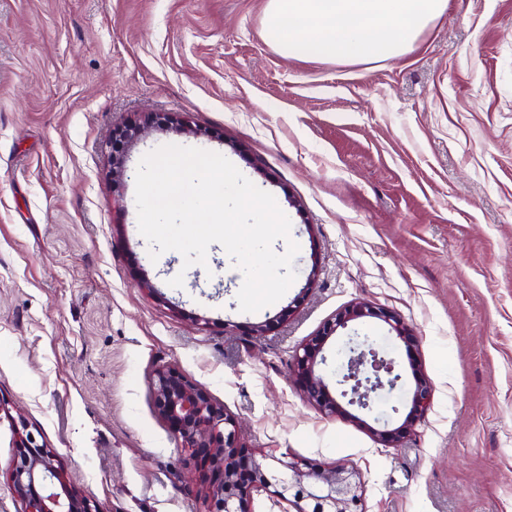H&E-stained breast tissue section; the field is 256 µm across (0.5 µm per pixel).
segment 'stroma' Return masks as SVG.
I'll return each instance as SVG.
<instances>
[{"label": "stroma", "mask_w": 512, "mask_h": 512, "mask_svg": "<svg viewBox=\"0 0 512 512\" xmlns=\"http://www.w3.org/2000/svg\"><path fill=\"white\" fill-rule=\"evenodd\" d=\"M268 2L0 0V512L25 509L15 421L96 512H206L208 470L155 405L166 366L224 405L242 453L358 470L363 512H512V0H447L409 52L359 62L284 57ZM166 144L274 196L300 247L278 302L241 312L244 275L213 255L151 260L136 171ZM356 303L414 338L366 318L326 342L331 387L349 337L397 361L361 421L289 370ZM416 369L432 404L383 445Z\"/></svg>", "instance_id": "1"}]
</instances>
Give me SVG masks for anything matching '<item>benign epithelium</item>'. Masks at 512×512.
<instances>
[{
	"label": "benign epithelium",
	"instance_id": "benign-epithelium-1",
	"mask_svg": "<svg viewBox=\"0 0 512 512\" xmlns=\"http://www.w3.org/2000/svg\"><path fill=\"white\" fill-rule=\"evenodd\" d=\"M364 318L377 319L390 327L409 347L401 318L383 307L356 303L339 314L322 331L295 353L291 366L302 381L304 392L325 414L339 410L337 397L329 391L316 367L326 363L321 351L326 339L348 323ZM397 363L383 350L363 342L349 349L336 380L340 397L362 410H372V395L393 391L402 375ZM409 411L403 421L375 431L377 438L394 444L408 435L414 423L426 414L431 401V387L426 379L413 373ZM153 393L160 414L171 424L182 447L191 456L210 466L215 479L209 487L207 512H246L244 502L253 493L271 492L281 512H359L361 483L354 470L344 467L314 470L302 461L285 456L271 466L238 453V432L234 419L221 404L215 403L198 384L187 379L178 369H159L153 379ZM17 454L11 467V482L17 497L25 503L26 512H96L88 495L75 485L60 481L54 458L49 450L36 443L31 435L16 442Z\"/></svg>",
	"mask_w": 512,
	"mask_h": 512
}]
</instances>
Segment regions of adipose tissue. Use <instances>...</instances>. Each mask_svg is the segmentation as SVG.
Here are the masks:
<instances>
[{
	"mask_svg": "<svg viewBox=\"0 0 512 512\" xmlns=\"http://www.w3.org/2000/svg\"><path fill=\"white\" fill-rule=\"evenodd\" d=\"M447 0H269L266 26L286 57L380 61L405 54Z\"/></svg>",
	"mask_w": 512,
	"mask_h": 512,
	"instance_id": "obj_1",
	"label": "adipose tissue"
}]
</instances>
